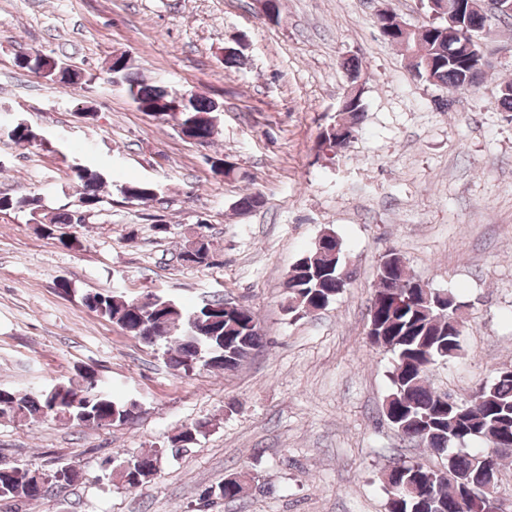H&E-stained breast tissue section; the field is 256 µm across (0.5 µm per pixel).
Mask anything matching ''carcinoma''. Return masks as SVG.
<instances>
[{
  "label": "carcinoma",
  "mask_w": 512,
  "mask_h": 512,
  "mask_svg": "<svg viewBox=\"0 0 512 512\" xmlns=\"http://www.w3.org/2000/svg\"><path fill=\"white\" fill-rule=\"evenodd\" d=\"M396 17L388 11L376 15L375 26L381 36L403 52L420 48L422 55L410 68L420 80L454 92H477L483 85L490 63L481 46L455 61L448 56V22H429L428 30L415 43L405 42ZM15 65L52 83L71 86L89 85L94 77L76 70H61V61L49 54L35 52L15 58ZM109 73L119 78L137 109L151 115L177 116L181 126L191 127L196 143L208 145L217 134V113L222 103L205 96L192 95L182 110L169 107L174 92L160 85L138 79L134 66L122 55L109 63ZM364 91L341 100L339 112L345 135H355L364 117ZM10 138L24 146L35 144L51 152V142L32 126L18 123L10 129ZM317 155L336 156L341 145L336 134L324 129L318 136ZM73 182L82 216L67 212L45 223L40 219L41 197L30 194L15 197L0 192V213L26 211L30 221L46 237H58L66 247L81 245L78 238L58 233L60 226L82 224L85 216L100 211L105 202L100 193L102 175L80 164L71 166ZM157 187L152 183H131L122 189L126 199L145 203L155 199ZM351 271L343 260L342 240L332 230L324 231L314 248L301 257L288 273V311L297 315L324 309L336 295L349 285ZM83 305L98 316L119 325L134 336L148 334L159 340L174 338L175 348L169 361L186 373L198 367L235 370L262 343V336L253 324L255 314L246 311H225L224 297L217 296L209 304L188 310L168 299L154 297L151 307L138 305L113 293L91 292L82 296ZM468 307L458 294L428 300L423 289L415 287L406 273L405 258L392 250L384 255L378 269V284L369 305V334L376 343L391 350L394 364L390 371L392 394L387 409L394 426L411 441H417L432 453L446 456L447 464L433 470L422 463L402 461L387 477L388 512H473L472 506L460 497L459 489L469 486L472 495L487 508L479 475L487 462L501 471L505 459L512 457V373L499 371L490 382L482 384L484 393L477 404L461 408L448 407L447 394L435 391L429 380L430 367L451 358V351L461 349L457 327H465L463 309ZM128 418L125 402L113 397L100 383L96 373L87 370L77 383H57L37 392L0 389V419L13 422L65 421L82 427H105ZM206 425L185 428L172 450L179 452L197 440ZM478 441L481 446L471 448ZM159 452L129 457L133 467H119L116 476L122 485L134 490L146 483L156 472ZM34 469L10 464L0 466V500L23 495L31 501L44 497L33 484ZM249 478L240 474L234 481H224L218 493L226 500H242L241 485ZM412 485L417 496L394 492L400 485Z\"/></svg>",
  "instance_id": "cac0c4a2"
}]
</instances>
